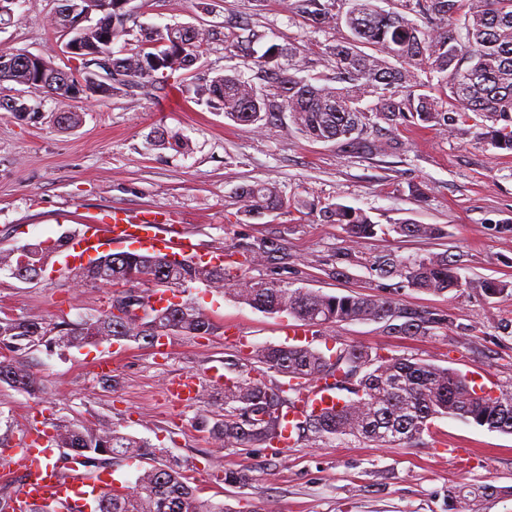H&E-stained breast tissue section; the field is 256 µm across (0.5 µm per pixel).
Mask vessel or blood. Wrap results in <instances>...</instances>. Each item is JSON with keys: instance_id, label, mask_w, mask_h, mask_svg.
Returning a JSON list of instances; mask_svg holds the SVG:
<instances>
[{"instance_id": "vessel-or-blood-1", "label": "vessel or blood", "mask_w": 512, "mask_h": 512, "mask_svg": "<svg viewBox=\"0 0 512 512\" xmlns=\"http://www.w3.org/2000/svg\"><path fill=\"white\" fill-rule=\"evenodd\" d=\"M106 241L136 250L155 249L180 261H195L201 256L200 245L192 235L162 230L160 221L146 211L134 213L124 208L112 209L99 224L89 227L81 238L76 239L72 248L77 255L83 256L90 253L92 246ZM168 392L177 402L194 401L199 394V380L192 374L177 376L169 382ZM335 401L331 389L318 385L314 392L303 397L300 407L289 410L288 417L298 419L303 412L331 406ZM53 453L50 435L45 429L26 436L21 446L6 451L8 472L25 475L13 504L15 512H38L45 506L52 512H70L75 497L83 493L81 484L63 481L56 468L48 464L47 459Z\"/></svg>"}]
</instances>
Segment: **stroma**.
<instances>
[{
  "instance_id": "35a3bbf8",
  "label": "stroma",
  "mask_w": 512,
  "mask_h": 512,
  "mask_svg": "<svg viewBox=\"0 0 512 512\" xmlns=\"http://www.w3.org/2000/svg\"><path fill=\"white\" fill-rule=\"evenodd\" d=\"M58 6L59 0H18L0 24V53H30L69 67L52 24ZM128 9V32L113 52L145 48L146 34L157 26H194L205 32L197 63L145 91L107 98L62 99L0 83L1 98L20 97L31 106L0 115V252L82 234L115 207L160 211L201 243L204 262L224 252L256 278L278 277L326 294L366 293L451 318L447 329L419 339L391 335L381 322H343L309 336L313 348L362 347L479 373L512 389V295L489 297L473 286L483 278L512 284V151L491 146L474 119L463 117L450 131L399 125L398 146L385 153L311 141L286 112L274 128L235 124L199 100L196 88L233 69L255 80L253 60L272 45L301 47L295 62L278 60L282 67L294 64L296 76L331 75L321 51L346 37L347 28L314 27L291 14L286 0H130ZM235 17L246 18L259 36L251 57L235 50ZM63 111L80 115V124L59 125ZM267 182L288 208L242 213L239 188ZM336 203L385 226L437 224L445 235L431 241L381 235L354 245L344 225L323 217ZM255 248L265 256L254 264ZM390 251L449 252L468 285L432 295L378 278L371 265ZM113 293L110 286L77 282L61 252L32 282L0 270V314L75 322L108 312ZM189 296L214 331L171 337L168 354L133 341L119 350L102 341L21 353L45 392L31 398L0 385V448L14 447L43 417L148 441L159 455L112 460L107 469L114 479L131 486L144 470L175 459L201 500L230 512H446L448 488L488 484L502 493L487 499L482 512H512V435L449 417L435 419L408 445L301 440L276 457L261 448L222 447L207 425L223 412L212 367L228 377L247 374L248 348L287 343L285 329L294 319L200 283ZM108 358L114 365L106 378L96 365ZM183 373L201 382L198 400L186 406L166 393L169 380ZM217 465L249 469L252 480L226 486L211 475Z\"/></svg>"
}]
</instances>
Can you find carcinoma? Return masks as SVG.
Instances as JSON below:
<instances>
[{"mask_svg":"<svg viewBox=\"0 0 512 512\" xmlns=\"http://www.w3.org/2000/svg\"><path fill=\"white\" fill-rule=\"evenodd\" d=\"M343 15L336 0H289L290 13L320 27L345 25L350 35L328 46L333 63V84L299 78L275 61L282 50L272 45L257 60L262 81L258 88L233 73L213 77L200 90L212 108L242 126L268 128L282 112L291 114L297 128L312 141L338 145L361 143L368 116L360 107L365 96L376 98L374 126L384 123L394 132L405 122L415 126L448 128L454 118L429 95L417 92L418 72L427 70L448 90L453 111L475 113L490 122L487 134L500 149L512 151V0H400L401 8L384 11L375 0H350ZM465 12L463 23L457 15ZM128 10L112 0V39L127 32ZM421 19L416 23L408 18ZM203 37L191 28L175 26L150 32L152 50L112 57V91L144 88L188 69L198 57ZM240 209L247 215L283 209L288 202L271 183L245 185L237 193ZM328 221L343 224L358 243L377 235V224L363 211L334 204L324 211ZM388 231L401 238L431 239L442 234L434 224L403 221ZM66 245L60 239L51 246L25 244L0 255V266L11 267L12 257L31 255L43 271L50 253ZM103 268L88 283L135 286L150 282L167 291L186 293L200 282L226 291L238 302L267 313H286L308 328L328 327L348 321L383 322L387 329L409 339L435 335L451 322L445 314L409 313L390 300L357 293L329 295L290 288L280 278L256 279L242 271L233 273L218 266H201L168 259L162 254L125 251L100 256ZM376 275L399 278L419 292L443 294L463 286L456 260L448 253L403 257L387 253L373 263ZM488 297L506 291L499 280L472 283ZM213 323L194 303L185 300L150 311L138 325L124 323L107 312L77 323L44 319L0 317V350L22 352L35 346L82 347L105 333L116 340L156 343L162 336H203ZM250 357L264 366L256 375L224 379V417L210 428L224 447H264L280 454L284 417L301 401L303 390L315 382L347 396L336 404L304 414L291 423L299 439L344 441L366 439L383 445L412 443L429 431L438 417H451L491 431L512 434V390L495 392L449 368L410 358L371 354L362 347L346 346L327 352L309 345L257 347ZM288 378V386L267 382L265 372ZM0 384L37 397L43 386L33 373L11 355L0 360ZM55 445L69 448L72 459L92 478L104 457L114 459L151 456L156 453L143 440L117 430L55 427ZM212 477L228 486L243 487L251 477L246 469L222 468ZM498 493L493 485L448 490V512H481V502ZM93 512H227L222 505L203 504L195 496L190 478L177 462L153 467L140 474L133 487L115 488L93 498Z\"/></svg>","mask_w":512,"mask_h":512,"instance_id":"1","label":"carcinoma"}]
</instances>
